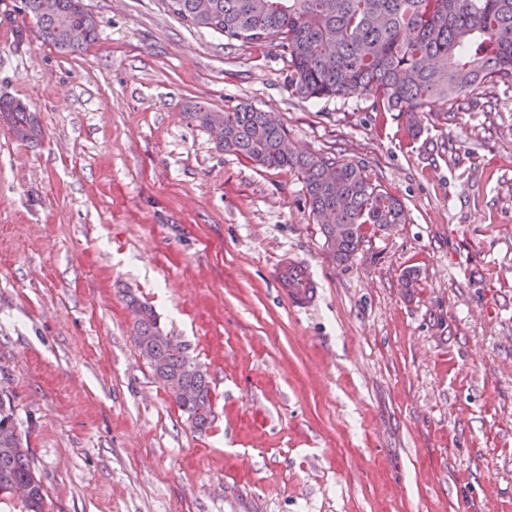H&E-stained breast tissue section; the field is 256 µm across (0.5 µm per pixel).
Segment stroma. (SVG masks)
<instances>
[{
	"instance_id": "1",
	"label": "stroma",
	"mask_w": 512,
	"mask_h": 512,
	"mask_svg": "<svg viewBox=\"0 0 512 512\" xmlns=\"http://www.w3.org/2000/svg\"><path fill=\"white\" fill-rule=\"evenodd\" d=\"M86 2L99 38L66 54L0 0V97L43 130L0 123V386L49 512H512V86L412 138L369 99L293 95L280 47ZM198 102L274 113L406 223L333 260L298 175L218 149ZM288 253L322 287L306 313ZM138 303L206 370V429L140 355ZM0 119L18 140L34 141L42 135V128L35 112H31L19 101L0 98ZM273 275L289 307L295 310H308L316 303L319 287L304 261L291 257H288V260H281Z\"/></svg>"
}]
</instances>
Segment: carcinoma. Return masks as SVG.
Segmentation results:
<instances>
[{"label": "carcinoma", "instance_id": "obj_1", "mask_svg": "<svg viewBox=\"0 0 512 512\" xmlns=\"http://www.w3.org/2000/svg\"><path fill=\"white\" fill-rule=\"evenodd\" d=\"M167 11L197 28L243 44L276 43L288 59V86L311 99H372L375 112H399L408 133H420L418 113L438 102L478 95L489 85H512V0H163ZM24 20L43 42L74 53L98 38V21L85 0H22ZM77 31L80 38L72 39ZM198 126H224L217 147L265 168H288L302 179L310 213L331 212L346 228L330 251L350 260L365 229L403 224L401 202L364 168L320 153L287 147V133L250 104L216 112L195 105ZM0 119L13 136L42 135L38 117L19 101L0 98ZM134 341L161 380L177 377L176 399L199 430L211 423L212 394L205 371L187 368L188 356L169 346L152 308L137 307ZM17 500L23 512H45L47 492L19 431L13 395L0 391V501Z\"/></svg>", "mask_w": 512, "mask_h": 512}]
</instances>
